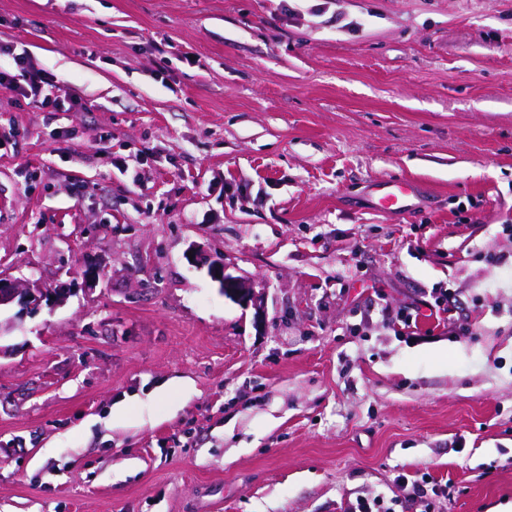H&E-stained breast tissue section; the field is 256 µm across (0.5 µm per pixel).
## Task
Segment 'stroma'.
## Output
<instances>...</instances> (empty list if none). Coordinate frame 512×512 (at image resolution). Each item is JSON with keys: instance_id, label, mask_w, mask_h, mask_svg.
<instances>
[{"instance_id": "stroma-1", "label": "stroma", "mask_w": 512, "mask_h": 512, "mask_svg": "<svg viewBox=\"0 0 512 512\" xmlns=\"http://www.w3.org/2000/svg\"><path fill=\"white\" fill-rule=\"evenodd\" d=\"M1 45L79 106L0 88V276L69 289L0 308V512H512V0H0ZM414 194V186L405 182H386L376 184V205L387 212H398L409 206ZM209 271L213 280L219 284L224 295L233 300V302L244 307L249 305H254L256 308L260 307V302L257 305L258 298L251 284L241 278L228 274L224 263H210Z\"/></svg>"}]
</instances>
